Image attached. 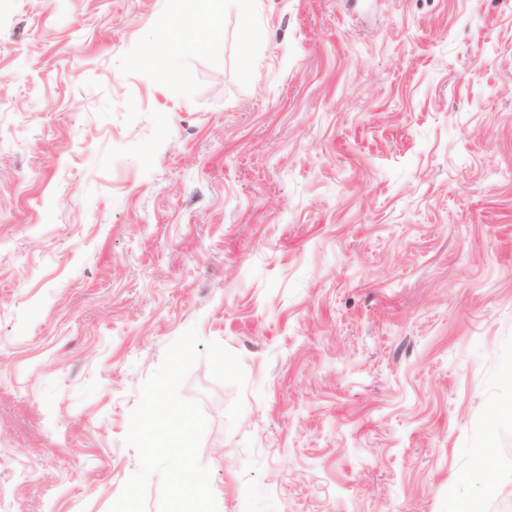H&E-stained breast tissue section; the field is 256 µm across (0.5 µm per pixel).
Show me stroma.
Returning <instances> with one entry per match:
<instances>
[{
  "label": "stroma",
  "mask_w": 512,
  "mask_h": 512,
  "mask_svg": "<svg viewBox=\"0 0 512 512\" xmlns=\"http://www.w3.org/2000/svg\"><path fill=\"white\" fill-rule=\"evenodd\" d=\"M242 21L0 0V512H109L191 328L217 512H512V0Z\"/></svg>",
  "instance_id": "35a3bbf8"
}]
</instances>
